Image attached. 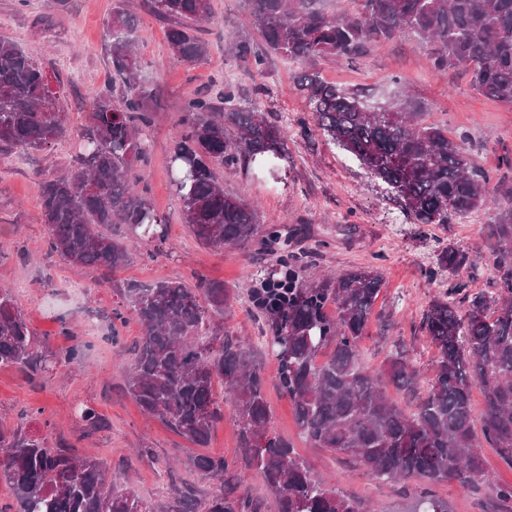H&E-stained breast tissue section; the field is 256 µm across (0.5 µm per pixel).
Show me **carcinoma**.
I'll use <instances>...</instances> for the list:
<instances>
[{
	"mask_svg": "<svg viewBox=\"0 0 512 512\" xmlns=\"http://www.w3.org/2000/svg\"><path fill=\"white\" fill-rule=\"evenodd\" d=\"M246 2L268 51L311 65L297 85L315 128L381 181L414 223L452 224L497 207L490 251L494 291L473 293L457 282L432 300L421 329L437 351L433 375L416 410L401 407L388 387L418 384L405 346L395 347L379 373L359 361L382 275L362 267L301 281L306 254L295 253L291 242L304 229L284 234L272 227L262 234L255 206L224 192V169L254 165L277 180L279 168L271 160L287 155L286 120L243 105L230 81L184 106L168 169L183 223L203 246L255 244L259 254L276 256V270L259 279L268 290L264 301H256L253 290L248 300L270 332L276 386L310 447L351 456L373 480L401 485L414 499L412 512H450L432 491L443 482H456L478 499L489 487L492 512H512V483L491 482L479 452L488 445L512 468V264L504 255L512 242V190L505 200L490 198V174L467 150L466 135L452 138L447 125L424 123L414 98L399 92L375 104L360 89L326 82L314 68L318 59L352 63L374 45L408 33L426 45L434 71L463 68L479 93L512 102V0H351L353 10L339 16L325 12L323 0ZM150 7L169 22L167 42L175 58L192 64L207 55L197 31L210 18V0H150ZM133 25L117 0L107 26L112 83L125 93L119 99L108 90L93 95L69 166L44 179L40 198L47 250L112 273L130 262L139 241L153 244L146 253L151 259L168 238L139 170L150 155L147 132L158 98L140 76L129 37ZM234 52L252 57L258 69L265 64L266 56L245 41ZM64 135L42 63L0 38V152L43 150ZM437 264L455 276L476 265V258L445 246ZM123 296L126 310L112 312V343H119V327L131 319L141 333L126 377L128 393L144 413L200 448L231 417L245 468L234 470L220 456L190 457L184 471L204 472L217 486L205 491L167 469L171 501L156 511L107 479L96 458L53 448L21 426L0 425V479L15 497V505L0 512H266L248 489L250 470L275 495L276 512H370L366 500L316 476L273 430L267 380L245 340L224 326L231 299L224 283L200 275L193 287L179 280L130 284ZM0 366L32 375L41 370L35 334L8 288H0ZM476 384L483 397L478 428ZM80 421L88 433L103 424L89 406Z\"/></svg>",
	"mask_w": 512,
	"mask_h": 512,
	"instance_id": "cac0c4a2",
	"label": "carcinoma"
}]
</instances>
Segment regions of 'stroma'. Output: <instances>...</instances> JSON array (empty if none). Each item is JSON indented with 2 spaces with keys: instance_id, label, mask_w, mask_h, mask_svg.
Instances as JSON below:
<instances>
[{
  "instance_id": "1",
  "label": "stroma",
  "mask_w": 512,
  "mask_h": 512,
  "mask_svg": "<svg viewBox=\"0 0 512 512\" xmlns=\"http://www.w3.org/2000/svg\"><path fill=\"white\" fill-rule=\"evenodd\" d=\"M115 0H0V38L7 37L37 58L52 75V88L61 104L64 138L41 151H11L0 155V287L9 288L38 338L43 369L37 374L0 367V424L25 420L27 430L50 442L91 455L105 464L106 475H120L147 504L165 502L169 480L160 475V461L186 459L205 453L239 465L237 433L232 421L213 431L205 449L186 442L158 418L145 414L125 392V373L133 362L140 328L128 322L119 343L108 336L112 311L122 303L127 282L149 283L177 279L191 281L193 273L219 280L236 298L224 314V323L250 341L254 360L267 378H274L277 360L261 324L255 321L247 295L256 284L260 265H274L275 257L258 260L255 250L205 248L183 224L180 205L170 186L167 163L180 131L186 100L223 80L232 69L244 103H256L265 112L288 115L286 178L273 182L254 172L225 170L226 192L258 202L262 227L306 225L308 234L296 245L310 253L303 279L329 271L372 267L384 285L377 310L386 329L369 328L361 343V361L371 370L384 368L395 345L405 344L408 359L420 373L415 390L390 389V396L412 409L428 388L436 352L420 329L432 300L452 284L447 271L430 275L437 248L452 246L477 256L475 267L461 271L460 281L473 290H490L495 271L488 261L493 212L461 224H415L400 213L384 185L354 158L327 143L316 131L302 133L301 123L312 115L295 77L300 61L268 56L263 70L225 51L230 39L262 43L249 23L243 0H211L212 15L201 36L210 46L206 59L188 65L173 58L167 47L165 21L151 13L145 0H124L135 19L134 43L142 77L156 89L161 104L148 138L151 144L145 183L155 209L165 215L169 237L154 258L133 256L124 269L103 279L100 271L70 264L46 249L48 236L39 207L45 175L63 171L86 122L91 97L104 89L112 74L110 38L106 22ZM428 50L417 39L403 36L374 46L352 65L317 62L331 83L368 90L381 103L411 89L427 122H444L449 136L466 134V146L481 167L492 173L490 195L512 188V171L503 165L512 156V106L474 92L464 72L445 76L431 70ZM268 87V95L255 89ZM81 345L80 358L68 365L53 354L72 342ZM272 426L290 440L316 475L331 479L345 494L370 500L374 512H409L411 500L393 483H378L364 467L323 448H312L299 436L288 400L269 389ZM94 407L104 427L84 435L78 413Z\"/></svg>"
}]
</instances>
